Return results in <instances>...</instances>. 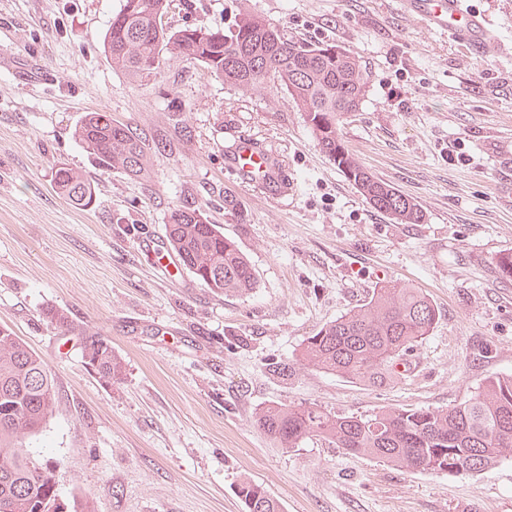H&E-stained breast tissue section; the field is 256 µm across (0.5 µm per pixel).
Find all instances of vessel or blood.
I'll use <instances>...</instances> for the list:
<instances>
[{
    "label": "vessel or blood",
    "mask_w": 512,
    "mask_h": 512,
    "mask_svg": "<svg viewBox=\"0 0 512 512\" xmlns=\"http://www.w3.org/2000/svg\"><path fill=\"white\" fill-rule=\"evenodd\" d=\"M409 16L425 27L451 33L459 42L476 51L490 49L484 17L470 10L465 0H404ZM231 163L241 180L249 185L279 183L278 167L270 152L258 141L244 138L231 151ZM282 192L290 184L279 183Z\"/></svg>",
    "instance_id": "obj_1"
}]
</instances>
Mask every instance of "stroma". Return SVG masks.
I'll return each instance as SVG.
<instances>
[{
  "instance_id": "35a3bbf8",
  "label": "stroma",
  "mask_w": 512,
  "mask_h": 512,
  "mask_svg": "<svg viewBox=\"0 0 512 512\" xmlns=\"http://www.w3.org/2000/svg\"><path fill=\"white\" fill-rule=\"evenodd\" d=\"M502 51L465 50L417 24L401 0H173L168 27L229 28L251 12L304 44L360 58L369 91L340 127L373 174L425 218L376 212L321 151L304 115L273 88L244 92L199 63L130 81L104 37L120 0H0V329L46 364L58 395L25 439L56 465L65 500L94 512H246L242 479L283 512H512V460L478 476L405 471L312 439L283 448L258 428L269 404L344 415L446 409L488 377L512 375V177L480 141L512 134V0H469ZM108 112L151 148L147 177L98 170L74 138ZM243 137L274 156L292 192L245 185L230 154ZM464 144L466 163L448 153ZM67 166L95 187L90 207L54 187ZM205 213L248 257L246 296L204 288L149 255L167 249L170 209ZM436 305L410 369L367 387L299 365L303 340L387 282ZM66 313L71 331L47 309ZM106 340L123 379L83 357ZM294 372L273 376L268 363ZM83 345L84 358L103 383L112 385L123 378V363L112 353V347L108 343L88 335L84 338Z\"/></svg>"
}]
</instances>
